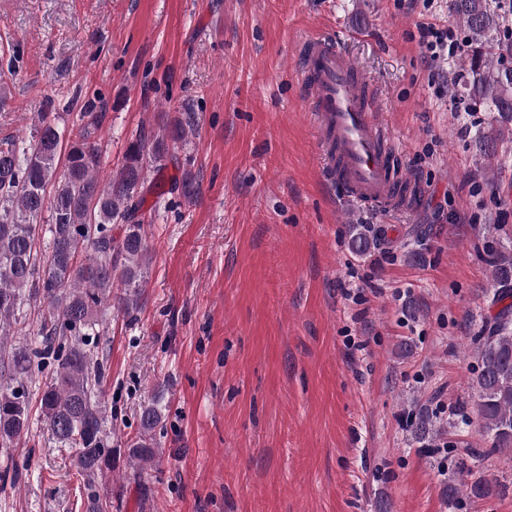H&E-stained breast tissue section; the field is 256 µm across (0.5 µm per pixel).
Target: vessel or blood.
<instances>
[{"label": "vessel or blood", "instance_id": "b4317fda", "mask_svg": "<svg viewBox=\"0 0 512 512\" xmlns=\"http://www.w3.org/2000/svg\"><path fill=\"white\" fill-rule=\"evenodd\" d=\"M299 56L328 180L367 209L387 214L410 210L414 200L401 196L392 136L367 76L330 35H307Z\"/></svg>", "mask_w": 512, "mask_h": 512}]
</instances>
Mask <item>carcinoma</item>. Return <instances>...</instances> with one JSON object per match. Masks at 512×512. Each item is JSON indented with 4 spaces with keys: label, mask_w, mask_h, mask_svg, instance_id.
<instances>
[{
    "label": "carcinoma",
    "mask_w": 512,
    "mask_h": 512,
    "mask_svg": "<svg viewBox=\"0 0 512 512\" xmlns=\"http://www.w3.org/2000/svg\"><path fill=\"white\" fill-rule=\"evenodd\" d=\"M448 13L465 30L460 97L472 111L498 114L499 128L477 141L490 162L497 137L512 125V37L496 0H448ZM82 119L65 152L50 112L37 113L30 139H0V452L12 459L10 449L29 433V385L45 377L40 409L51 440L57 448L76 449L70 470L80 477L85 512H106L102 479L114 469L115 450L106 406L96 398L106 365L95 349L112 303L127 312L138 306L149 264L146 234L136 219L146 168L162 171L171 155L166 135L141 133L129 142L116 175L102 183L97 104L90 103ZM116 229L122 235L115 236ZM381 239L380 229L371 237L355 233L351 247L364 253ZM486 262L491 288L485 297L498 311L473 337L474 395L448 417L455 432L478 427L482 445H447L478 464L512 455V245L488 246ZM40 308L33 336L26 319ZM16 336L25 340L18 343ZM162 421L160 403L142 407L140 430L127 441L128 460L140 465L153 457ZM411 427L420 441L432 440L439 429L426 408ZM499 486L495 475L468 470L444 493L450 501L461 491L482 498Z\"/></svg>",
    "instance_id": "carcinoma-1"
}]
</instances>
